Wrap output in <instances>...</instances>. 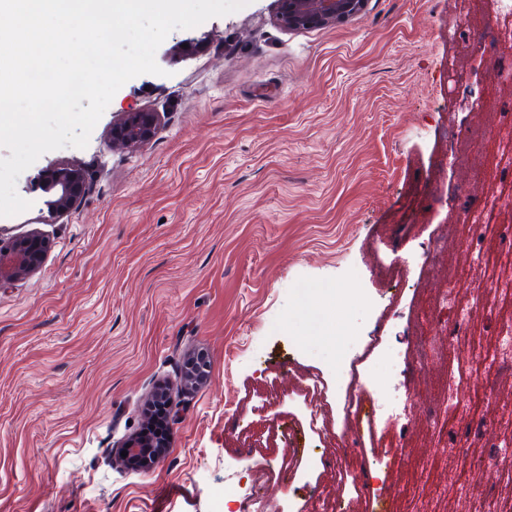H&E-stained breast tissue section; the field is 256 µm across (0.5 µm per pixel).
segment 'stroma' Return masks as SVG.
Here are the masks:
<instances>
[{
	"label": "stroma",
	"mask_w": 512,
	"mask_h": 512,
	"mask_svg": "<svg viewBox=\"0 0 512 512\" xmlns=\"http://www.w3.org/2000/svg\"><path fill=\"white\" fill-rule=\"evenodd\" d=\"M495 0H366L347 21L288 30L279 0L172 31L156 52L162 75L125 83L86 148L43 154L17 180L30 209L0 217V240L48 239L41 267L0 288V512H236L255 466L279 512H305L315 488L366 504L349 472L290 467L277 421L303 422L288 367L327 371L341 324L413 348L416 322L438 290L462 297L512 276V257L466 261L461 215L421 212V185L439 168L445 136L492 127L480 26ZM159 113L155 135L108 146L123 112ZM90 190L58 213L40 188L59 163ZM482 162L459 149L443 168L466 191ZM445 236L433 278L403 267ZM363 268L348 278L351 265ZM512 305L478 313L471 343L411 371L408 385L439 400L453 363L492 340ZM206 358L190 386L183 366ZM177 407L171 445L151 471L116 446L143 429L159 383ZM278 417L255 407L272 387ZM241 419V430L230 423ZM368 456L402 444L399 467L370 481L388 512H512V457L464 471L412 417L402 433L361 428ZM249 457H242V450ZM433 494L414 497L417 462Z\"/></svg>",
	"instance_id": "obj_1"
}]
</instances>
